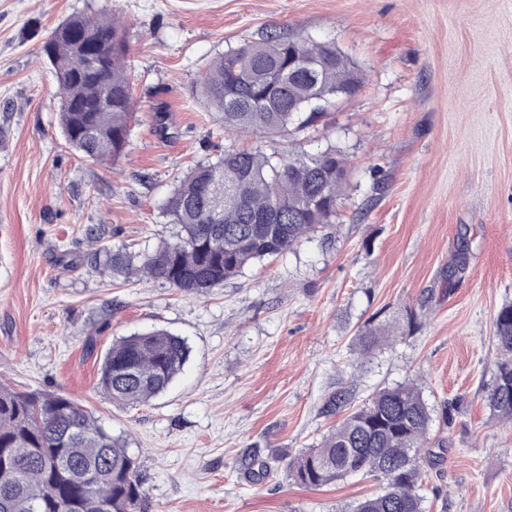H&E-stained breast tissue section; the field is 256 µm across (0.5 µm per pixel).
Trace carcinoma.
<instances>
[{
    "mask_svg": "<svg viewBox=\"0 0 512 512\" xmlns=\"http://www.w3.org/2000/svg\"><path fill=\"white\" fill-rule=\"evenodd\" d=\"M97 51L102 67L80 73L75 59ZM53 66L66 143L92 162H115L126 151L135 117L128 49L117 19L79 15L60 23L43 46ZM315 56V78H288L290 57ZM112 107L102 110V87ZM357 80L336 48L270 34L213 61L201 80L208 107L221 114L224 130L239 136L286 140L325 110L338 92ZM345 179L332 152L315 158L258 147L231 148L190 168L165 203L180 234L140 264L120 250L97 247L87 262L119 279L133 272L187 294L201 295L251 263L287 251L301 238L332 223ZM266 215L268 224L256 218ZM395 326L367 322L357 334L366 356ZM501 358L487 392L493 413L512 420V303L494 317ZM189 356L185 340L154 329L122 338L106 353L99 385L118 405H144L164 393ZM346 392L323 406L335 415ZM432 409L415 381L378 390L348 414L315 448L286 463L294 480L319 487L348 475H372L382 490L350 505V512H425L418 490L424 465L437 453L427 448ZM143 483L125 440L92 412L62 394L16 392L0 384V512H137Z\"/></svg>",
    "mask_w": 512,
    "mask_h": 512,
    "instance_id": "1",
    "label": "carcinoma"
}]
</instances>
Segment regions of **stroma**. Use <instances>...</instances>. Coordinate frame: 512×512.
Wrapping results in <instances>:
<instances>
[{"mask_svg": "<svg viewBox=\"0 0 512 512\" xmlns=\"http://www.w3.org/2000/svg\"><path fill=\"white\" fill-rule=\"evenodd\" d=\"M99 13L122 23L136 113L111 165L66 143L42 52L59 22ZM270 31L331 44L361 79L293 137L344 160L333 223L204 296L91 269L87 228L137 257L174 240L178 177L234 143L201 77ZM507 302L512 0H0V383L66 395L126 438L139 512H340L377 483L307 488L285 458L336 424L329 394L356 408L409 379L434 409L426 512H512V424L486 401ZM370 320L400 333L363 359ZM157 328L186 340L183 370L149 404H113L105 352Z\"/></svg>", "mask_w": 512, "mask_h": 512, "instance_id": "stroma-1", "label": "stroma"}]
</instances>
